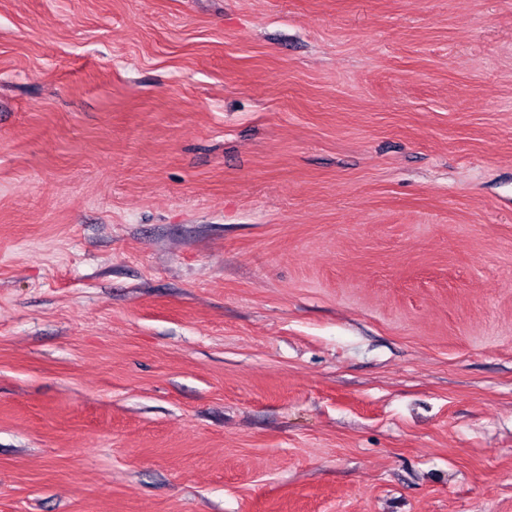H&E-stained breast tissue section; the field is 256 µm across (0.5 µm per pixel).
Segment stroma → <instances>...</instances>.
<instances>
[{
    "label": "stroma",
    "instance_id": "35a3bbf8",
    "mask_svg": "<svg viewBox=\"0 0 512 512\" xmlns=\"http://www.w3.org/2000/svg\"><path fill=\"white\" fill-rule=\"evenodd\" d=\"M0 512H512V0H0Z\"/></svg>",
    "mask_w": 512,
    "mask_h": 512
}]
</instances>
